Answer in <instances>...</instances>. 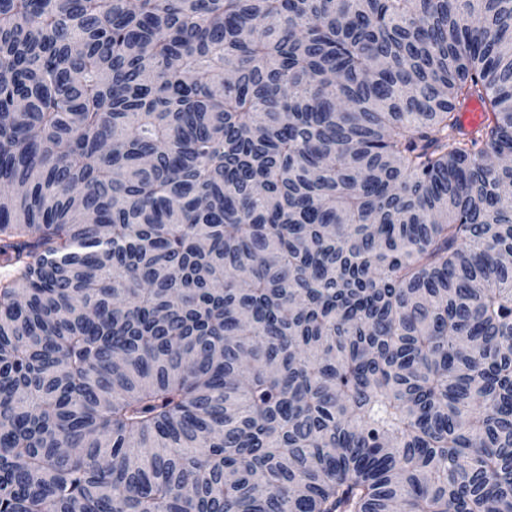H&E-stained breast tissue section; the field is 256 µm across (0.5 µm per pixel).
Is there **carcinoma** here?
<instances>
[{
    "mask_svg": "<svg viewBox=\"0 0 512 512\" xmlns=\"http://www.w3.org/2000/svg\"><path fill=\"white\" fill-rule=\"evenodd\" d=\"M511 184L512 0H0V512H512Z\"/></svg>",
    "mask_w": 512,
    "mask_h": 512,
    "instance_id": "1",
    "label": "carcinoma"
}]
</instances>
